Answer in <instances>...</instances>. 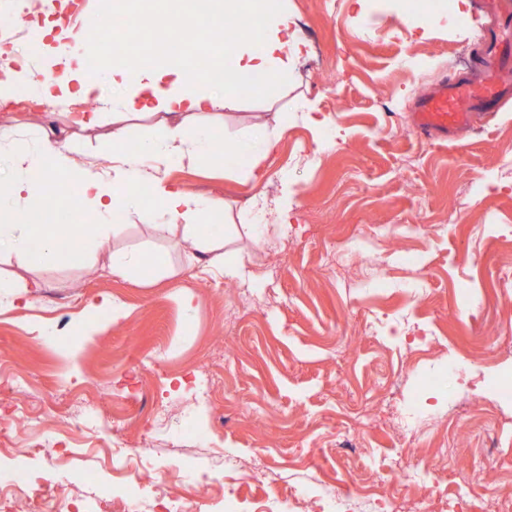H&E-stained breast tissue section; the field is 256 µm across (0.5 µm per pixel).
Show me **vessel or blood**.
<instances>
[{
    "mask_svg": "<svg viewBox=\"0 0 512 512\" xmlns=\"http://www.w3.org/2000/svg\"><path fill=\"white\" fill-rule=\"evenodd\" d=\"M482 7L497 22L483 43L477 76L440 82L413 106V125L430 138L447 140L512 94V15L501 12L497 0H483Z\"/></svg>",
    "mask_w": 512,
    "mask_h": 512,
    "instance_id": "obj_1",
    "label": "vessel or blood"
}]
</instances>
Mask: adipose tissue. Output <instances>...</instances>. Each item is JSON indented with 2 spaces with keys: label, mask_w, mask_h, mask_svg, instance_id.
I'll return each mask as SVG.
<instances>
[{
  "label": "adipose tissue",
  "mask_w": 512,
  "mask_h": 512,
  "mask_svg": "<svg viewBox=\"0 0 512 512\" xmlns=\"http://www.w3.org/2000/svg\"><path fill=\"white\" fill-rule=\"evenodd\" d=\"M67 0H11L9 20L38 41L36 54L21 48L7 50L13 65L0 76V103L31 99L66 112L69 127L93 132L111 122L112 163L100 168L76 155L69 127L53 124L45 113H28L23 130H0V155L10 161V176L0 183V260L15 263L18 274L1 275L0 288L10 289L9 306L28 305L30 283L23 270L36 265L79 262L81 255L64 242L58 226L43 225L45 201L51 183L68 180L80 188L78 206L90 209L91 224L72 227L77 239H88L94 260L114 275L142 274L147 259L141 253L114 245L113 217L140 222L161 231L203 272L229 278L246 277L245 260L224 261L217 255L214 228L224 215L222 200L203 196L171 182L168 171L176 164L208 163L231 151L243 156L251 173L265 170L271 141H224V110L236 94L235 85L255 73L265 77L269 92L288 81L291 60L301 52V41L286 0H200L196 26L213 18H258L263 45L254 49L238 39L224 50L223 92L209 85L207 73L159 55L143 64L118 54L105 62L113 86L123 90L112 112L71 113L77 101L98 98L99 85L86 68L87 54L71 50L73 31H57L53 19ZM144 116L152 133L136 147L128 145L127 121Z\"/></svg>",
  "instance_id": "ef3b65f1"
}]
</instances>
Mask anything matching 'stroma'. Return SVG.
I'll use <instances>...</instances> for the list:
<instances>
[{
  "label": "stroma",
  "instance_id": "35a3bbf8",
  "mask_svg": "<svg viewBox=\"0 0 512 512\" xmlns=\"http://www.w3.org/2000/svg\"><path fill=\"white\" fill-rule=\"evenodd\" d=\"M412 0H288L306 47L280 93L238 92L224 110V137L263 122L276 148L266 172L252 177L243 159L172 167L186 188L224 200L230 240L260 278L252 293L239 281L203 276L173 244L140 224L117 225V246L165 259L173 276L131 279L77 264L39 266L29 307L0 311V412L12 405L38 414L36 433L63 452L55 466L26 454L24 424L0 431V468L25 467L35 480L64 485L69 512L88 486L116 512H159L133 503L112 482L102 442L120 434L136 444L155 435L157 463L178 459L221 469L212 449L237 454L243 469L224 471L205 497L170 479L186 512H217L216 498L235 495L248 512H279L280 500L323 480L340 492L390 485L393 458L405 464L448 453L445 473L512 495V288L498 270L512 265V98L486 113L457 143L438 144L412 126L410 107L429 86L466 72L493 17L468 26L444 21L411 36ZM320 113L334 137L322 147L306 115ZM493 179L492 193L469 184ZM291 191L293 219L266 217L250 232L253 198ZM110 298L124 312L98 308ZM67 316V341L47 335ZM482 365L462 381L459 406L431 403L420 430L402 436L395 408L426 377H440L446 358ZM210 372L214 401L202 413L205 437L180 439L177 405ZM32 379L17 386L12 376ZM97 408L79 418L75 394Z\"/></svg>",
  "mask_w": 512,
  "mask_h": 512
}]
</instances>
